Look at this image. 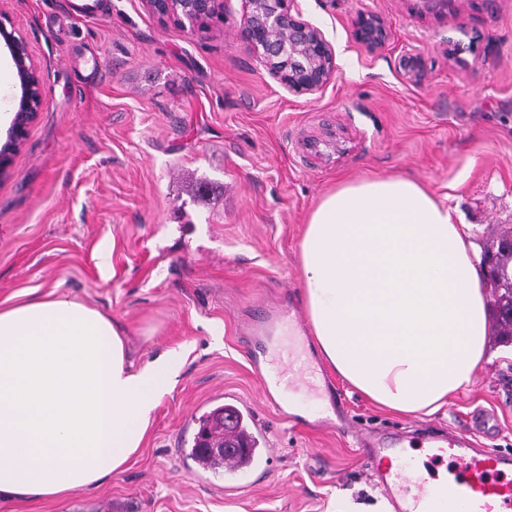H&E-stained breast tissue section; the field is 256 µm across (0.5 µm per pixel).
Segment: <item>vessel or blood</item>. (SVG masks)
Wrapping results in <instances>:
<instances>
[{"label": "vessel or blood", "instance_id": "obj_1", "mask_svg": "<svg viewBox=\"0 0 512 512\" xmlns=\"http://www.w3.org/2000/svg\"><path fill=\"white\" fill-rule=\"evenodd\" d=\"M362 460L372 469L376 485L391 501L395 512H512V455L473 447L470 431H430L422 449L429 459H449L446 477L437 479L414 465L380 468L382 459L402 454L399 438L390 440L359 436ZM275 454L271 448L253 449L239 467L230 470L226 490L243 493L251 489V477L267 468Z\"/></svg>", "mask_w": 512, "mask_h": 512}]
</instances>
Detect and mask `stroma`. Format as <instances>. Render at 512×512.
<instances>
[{"mask_svg": "<svg viewBox=\"0 0 512 512\" xmlns=\"http://www.w3.org/2000/svg\"><path fill=\"white\" fill-rule=\"evenodd\" d=\"M0 0L40 70L39 114L0 179V306L66 296L107 313L142 366L167 350L185 362L152 416L143 447L93 492L0 502V512H392L355 439L284 419L260 374L288 366V347L260 366L249 327L302 305L300 242L329 190L367 175L406 176L448 204L477 253L512 229V0H461L451 17L409 0H294L335 50L330 81L283 88L241 37L243 0L188 32L143 0ZM381 16L385 45L357 42L359 13ZM421 57L424 79L400 60ZM20 88L0 42V144ZM207 178L206 202L190 185ZM302 343L316 390L291 392L311 419L340 396L358 428L381 436L466 425L483 412L482 447L512 453V345L488 339L473 380L432 414L377 407ZM232 396L251 408L278 460L239 499L224 476L196 479L182 456L198 419Z\"/></svg>", "mask_w": 512, "mask_h": 512, "instance_id": "stroma-1", "label": "stroma"}]
</instances>
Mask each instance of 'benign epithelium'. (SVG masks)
Wrapping results in <instances>:
<instances>
[{"label": "benign epithelium", "instance_id": "1", "mask_svg": "<svg viewBox=\"0 0 512 512\" xmlns=\"http://www.w3.org/2000/svg\"><path fill=\"white\" fill-rule=\"evenodd\" d=\"M149 9L165 20L176 18L192 29L224 16V0H145ZM417 11L446 16L456 13L457 0H413ZM247 13L242 38L262 61L269 74L293 93H314L330 80L335 69V52L322 30L292 12L291 0H246ZM357 40L370 50L382 47L387 38L384 19L361 13L355 23ZM0 39L7 46L16 68L21 95L7 140L0 145V177L9 173L12 155L39 112L43 84L28 44L0 21ZM407 77L419 83L424 70L414 54L401 59Z\"/></svg>", "mask_w": 512, "mask_h": 512}]
</instances>
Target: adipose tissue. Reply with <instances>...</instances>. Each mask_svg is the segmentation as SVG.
<instances>
[{
	"instance_id": "ef3b65f1",
	"label": "adipose tissue",
	"mask_w": 512,
	"mask_h": 512,
	"mask_svg": "<svg viewBox=\"0 0 512 512\" xmlns=\"http://www.w3.org/2000/svg\"><path fill=\"white\" fill-rule=\"evenodd\" d=\"M301 270L324 360L373 403L431 414L471 384L485 291L451 209L420 182L372 176L325 194ZM181 366L168 351L134 367L122 329L75 300L0 307V501L109 480L141 448Z\"/></svg>"
}]
</instances>
